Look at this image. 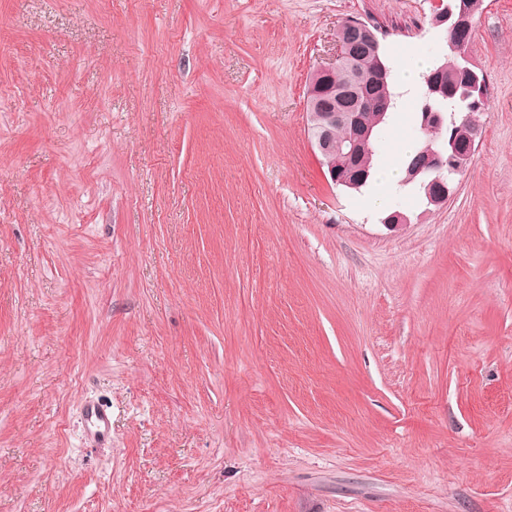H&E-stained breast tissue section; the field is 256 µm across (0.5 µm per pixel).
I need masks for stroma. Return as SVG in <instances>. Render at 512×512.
Returning <instances> with one entry per match:
<instances>
[{
	"instance_id": "35a3bbf8",
	"label": "stroma",
	"mask_w": 512,
	"mask_h": 512,
	"mask_svg": "<svg viewBox=\"0 0 512 512\" xmlns=\"http://www.w3.org/2000/svg\"><path fill=\"white\" fill-rule=\"evenodd\" d=\"M437 9L0 0V512H512V0L446 204L337 187L308 132L342 21L435 61ZM87 415L93 436L97 440L107 439L111 429V416L108 411L103 407L94 406L87 410Z\"/></svg>"
}]
</instances>
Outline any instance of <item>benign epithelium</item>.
Instances as JSON below:
<instances>
[{"instance_id":"obj_1","label":"benign epithelium","mask_w":512,"mask_h":512,"mask_svg":"<svg viewBox=\"0 0 512 512\" xmlns=\"http://www.w3.org/2000/svg\"><path fill=\"white\" fill-rule=\"evenodd\" d=\"M482 5L483 0H448V3L440 5L433 17L434 26L446 35L447 48L462 57V65L458 69L461 100L469 108V111L462 113V117L472 130V136L463 147L453 139L427 147L407 172L408 183L426 181L431 186H438L437 194L429 196V201L436 205L445 204L452 194V186L448 181V155L458 160L471 158L482 138L483 126L478 120V113L471 111V108L479 105V100L484 98V79L462 52V45L457 41L458 34L471 27ZM345 25L370 42L374 50H379L380 40L376 31L367 24L352 19L346 21ZM351 58V45L343 39L341 31H336L334 62L321 65L313 71L307 98L316 100L323 108V112L319 113L320 122L311 128V143L320 155L330 179L338 186L358 189L365 183L367 174L357 163V158L372 131L364 110L369 107L380 108V112L375 115V120L379 121L388 110L390 99L377 94V88L387 82L388 71L383 65L377 70L367 90L360 91L352 84L342 89L336 88L333 82L336 69L350 63ZM422 125L430 131L439 132L448 125V114L426 112L422 116Z\"/></svg>"}]
</instances>
